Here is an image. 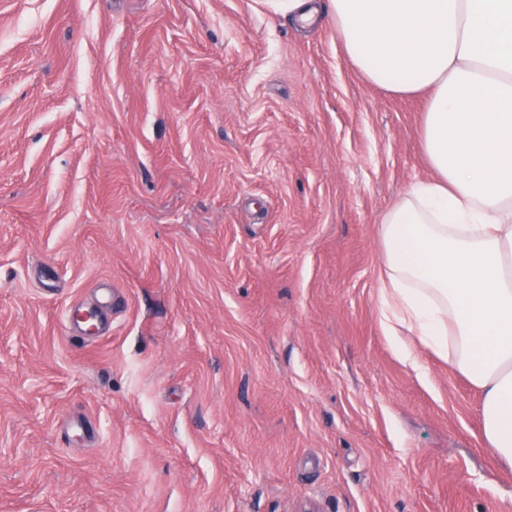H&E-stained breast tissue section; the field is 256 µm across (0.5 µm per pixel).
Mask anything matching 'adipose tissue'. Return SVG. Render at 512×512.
Masks as SVG:
<instances>
[{"instance_id": "adipose-tissue-1", "label": "adipose tissue", "mask_w": 512, "mask_h": 512, "mask_svg": "<svg viewBox=\"0 0 512 512\" xmlns=\"http://www.w3.org/2000/svg\"><path fill=\"white\" fill-rule=\"evenodd\" d=\"M350 61L396 96L425 94L435 172L383 217L382 325L482 393L487 448L512 466V0H327Z\"/></svg>"}]
</instances>
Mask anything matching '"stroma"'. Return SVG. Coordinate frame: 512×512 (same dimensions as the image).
Returning <instances> with one entry per match:
<instances>
[{"instance_id":"1","label":"stroma","mask_w":512,"mask_h":512,"mask_svg":"<svg viewBox=\"0 0 512 512\" xmlns=\"http://www.w3.org/2000/svg\"><path fill=\"white\" fill-rule=\"evenodd\" d=\"M424 108L286 0H0V512H512L381 325Z\"/></svg>"}]
</instances>
